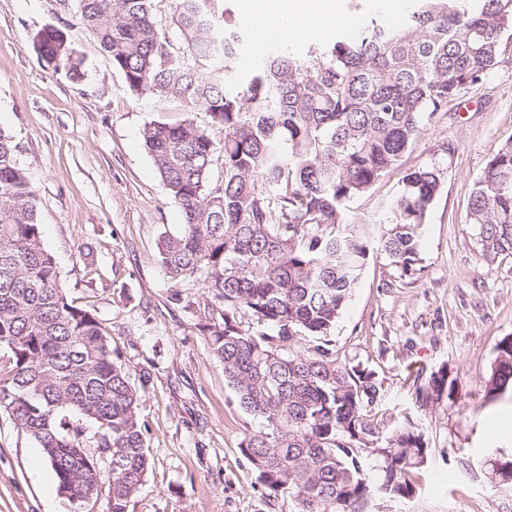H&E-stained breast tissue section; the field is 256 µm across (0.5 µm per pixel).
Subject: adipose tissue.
Here are the masks:
<instances>
[{
    "label": "adipose tissue",
    "mask_w": 512,
    "mask_h": 512,
    "mask_svg": "<svg viewBox=\"0 0 512 512\" xmlns=\"http://www.w3.org/2000/svg\"><path fill=\"white\" fill-rule=\"evenodd\" d=\"M336 0H252L251 23L263 26L277 21L274 39L294 40L312 36L320 23L334 19Z\"/></svg>",
    "instance_id": "ef3b65f1"
}]
</instances>
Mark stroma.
<instances>
[{
	"mask_svg": "<svg viewBox=\"0 0 512 512\" xmlns=\"http://www.w3.org/2000/svg\"><path fill=\"white\" fill-rule=\"evenodd\" d=\"M73 0H0V127L39 202L44 241L74 304L104 320L141 394L150 468L128 512H297L266 503L238 444L256 420L242 409L199 326L201 283L173 286L159 240L183 222L146 152L142 130L186 114L173 98L133 95L74 17ZM61 28L84 58V75L45 66L34 42ZM215 142L224 131L190 114ZM512 137V59L427 124L402 169L442 161L445 179L423 226V269L401 276L371 253L333 332L339 362L376 372L378 418L412 399L422 371L448 364L455 395L425 416L431 452L418 493L384 498L376 512H512L494 489L492 449L512 448V395L489 399L485 380L499 339L512 335V258L486 264L467 220L473 182ZM180 300H173V292ZM0 512H71L42 451L0 410Z\"/></svg>",
	"mask_w": 512,
	"mask_h": 512,
	"instance_id": "35a3bbf8",
	"label": "stroma"
}]
</instances>
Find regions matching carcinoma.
<instances>
[{"label": "carcinoma", "instance_id": "obj_1", "mask_svg": "<svg viewBox=\"0 0 512 512\" xmlns=\"http://www.w3.org/2000/svg\"><path fill=\"white\" fill-rule=\"evenodd\" d=\"M75 2L131 93L200 107L224 129L218 145L190 118L153 122L142 139L184 217L161 240L162 265L172 282L207 289L200 329L239 405L258 420L239 450L265 498L288 496L298 512H373L382 497L412 498L430 451L423 414L453 396L450 367L432 369L415 383L412 407L380 421L376 372L337 361L330 336L370 252L404 277L420 274L422 227L444 168L408 169L371 224L349 219L348 208L397 170L426 123L504 61L512 0H413L395 23L361 15L353 38L305 53L279 44L235 93L224 85L244 36L224 0H171L176 41L155 0ZM34 43L48 66L83 77L64 31L44 26ZM468 221L487 262L512 257V137L476 178ZM245 317L256 330L243 328ZM0 343L10 352L0 409L42 449L58 491L104 493L107 512H128L149 467L141 396L106 326L69 301L37 196L2 128ZM496 351L485 385L493 398L512 393V336ZM498 462L496 486L512 492V450Z\"/></svg>", "mask_w": 512, "mask_h": 512}]
</instances>
